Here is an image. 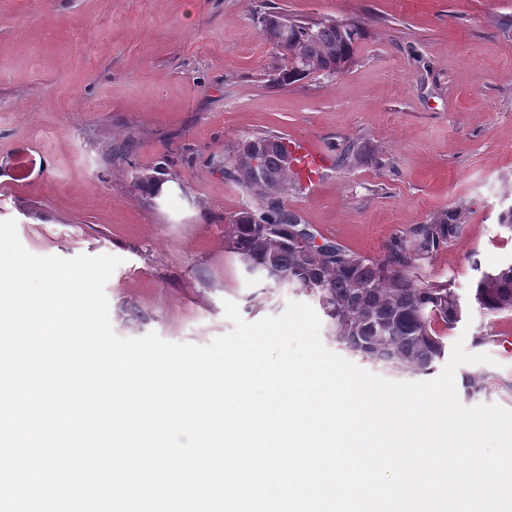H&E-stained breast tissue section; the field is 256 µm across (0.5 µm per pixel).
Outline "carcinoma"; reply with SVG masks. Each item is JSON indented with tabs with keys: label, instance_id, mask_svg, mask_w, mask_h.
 <instances>
[{
	"label": "carcinoma",
	"instance_id": "1",
	"mask_svg": "<svg viewBox=\"0 0 512 512\" xmlns=\"http://www.w3.org/2000/svg\"><path fill=\"white\" fill-rule=\"evenodd\" d=\"M291 28L276 42L286 64L278 82L290 85L316 74L333 75L353 59L361 34L333 18L288 19ZM271 144L263 156L264 189L254 187V172L246 144ZM284 138L258 134L237 143L224 157V174L250 196V205L228 219L229 248L252 270H274L290 284L310 294L330 320L336 340L351 352L413 374H431L444 358L447 332L462 317L459 295L446 282L418 276L420 261L462 230L461 211L452 209L416 231L412 245L396 242L378 258L361 256L343 246L314 247L302 252L291 239L304 223L285 206L297 185ZM473 297L488 314L512 313V262L484 272L475 281ZM485 376L467 373L469 395L484 387Z\"/></svg>",
	"mask_w": 512,
	"mask_h": 512
}]
</instances>
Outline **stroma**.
<instances>
[{"label":"stroma","mask_w":512,"mask_h":512,"mask_svg":"<svg viewBox=\"0 0 512 512\" xmlns=\"http://www.w3.org/2000/svg\"><path fill=\"white\" fill-rule=\"evenodd\" d=\"M294 18L358 26L351 63L278 84L257 0H0V220L27 251L122 263L105 286L114 333L205 346L282 315L305 294L248 273L225 221L248 196L221 161L262 133L330 150L314 190L291 192L317 241L366 257L451 209L461 233L421 263L466 306L448 336L490 360L463 405L512 410V316L472 299L479 271L512 258L498 216L512 204V0H269ZM363 159L341 165L346 148ZM161 175L163 190L141 192ZM331 352L394 382L413 374L337 343ZM461 365V372H468Z\"/></svg>","instance_id":"1"}]
</instances>
